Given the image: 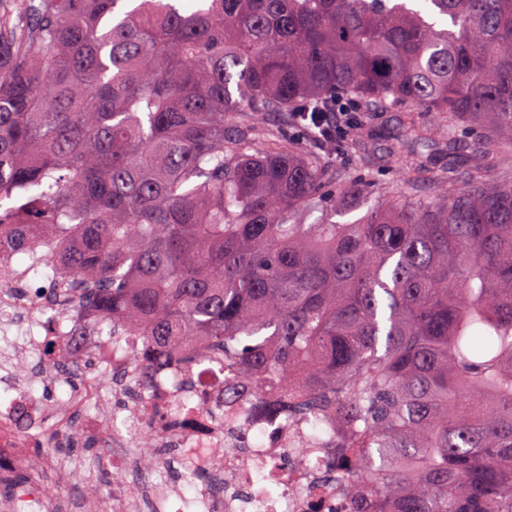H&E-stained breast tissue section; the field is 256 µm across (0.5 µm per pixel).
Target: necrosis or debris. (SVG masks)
Instances as JSON below:
<instances>
[{"mask_svg":"<svg viewBox=\"0 0 512 512\" xmlns=\"http://www.w3.org/2000/svg\"><path fill=\"white\" fill-rule=\"evenodd\" d=\"M45 316L26 297L0 292V334L29 335ZM139 337L124 336L113 348L110 363L88 378L69 401L50 403L34 396L30 385L0 369V482H12V465L28 446L30 426L57 424V444L71 438L61 422L88 405L110 412L112 465L125 471L127 482L113 484L109 512H173L179 490L167 482L166 458L144 467L133 454L138 432L150 428L155 445L173 449L181 473L194 484L195 512H346L340 501L317 503L305 485L326 466L320 453L298 457L306 441L326 443L327 425L301 420L290 425L254 407L249 386H238L236 401L227 399V376L205 360L183 368L172 363L163 375L142 385L128 353Z\"/></svg>","mask_w":512,"mask_h":512,"instance_id":"necrosis-or-debris-1","label":"necrosis or debris"}]
</instances>
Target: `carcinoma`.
I'll return each instance as SVG.
<instances>
[{"instance_id": "obj_1", "label": "carcinoma", "mask_w": 512, "mask_h": 512, "mask_svg": "<svg viewBox=\"0 0 512 512\" xmlns=\"http://www.w3.org/2000/svg\"><path fill=\"white\" fill-rule=\"evenodd\" d=\"M347 98L400 113L410 191L266 127ZM487 129L511 155L512 0H0V251L144 382L181 347L336 424L355 512H512V171L437 161Z\"/></svg>"}]
</instances>
